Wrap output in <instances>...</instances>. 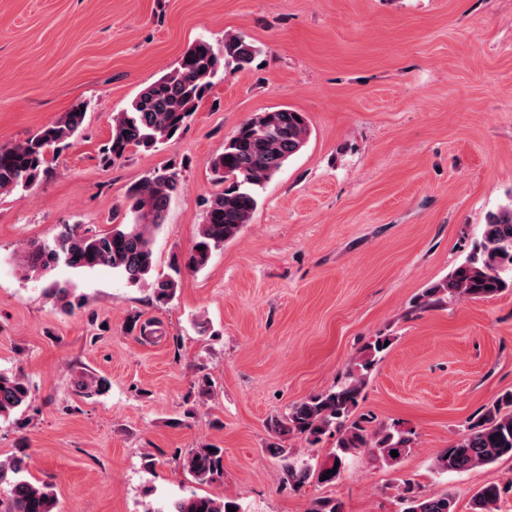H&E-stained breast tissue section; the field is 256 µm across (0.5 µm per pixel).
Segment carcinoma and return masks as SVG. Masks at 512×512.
I'll return each instance as SVG.
<instances>
[{"label":"carcinoma","mask_w":512,"mask_h":512,"mask_svg":"<svg viewBox=\"0 0 512 512\" xmlns=\"http://www.w3.org/2000/svg\"><path fill=\"white\" fill-rule=\"evenodd\" d=\"M260 54V46L243 33L224 35L219 46L204 39L194 42L170 71L113 114L111 137L102 149L104 160L110 163L132 151H155L179 137L217 75L232 64L244 70ZM81 107V103L74 105L58 121L17 144L0 146V194L27 192L40 181L50 156L68 146L82 126L85 111ZM309 134L305 114L289 108L259 113L238 128L224 143V151L210 161L212 180L220 189L206 200L198 236L182 259L173 260L174 272H180L182 266L194 271L205 268L214 252L236 237L258 207L259 189L304 148ZM181 188L180 169L172 163L129 189L127 214L131 221L114 224L110 231L68 224L52 241L30 244L23 251L21 265L33 272L58 266L107 268L130 284L145 283L153 271L154 233L164 223L167 207ZM151 286L155 300L166 304L174 298L178 281L170 276L155 280ZM511 288L512 204L487 214L472 254L447 278L426 289L418 301L430 308L449 299L488 298ZM48 293L64 311L81 307L67 282L53 283ZM386 341L388 337L377 336L368 342L336 389L312 395L290 406L286 413L267 419L266 427L276 439L271 450L291 486L299 488L312 480L323 485L336 483L342 462L362 449L386 464L411 450L415 443L411 429L395 424L373 433L362 421L350 420L371 371L387 350ZM30 394L23 377L0 371L1 418L28 405ZM332 431L337 434L335 452L321 461L297 459L281 445L288 437L298 436L313 447ZM393 450L398 456L391 455ZM505 457L512 459V392L470 419L458 439L437 453L433 466L439 474H460ZM179 460L182 469L199 485L224 479V449L215 444L190 448ZM333 469L336 473L327 474ZM24 470L21 457L0 462V484H9L8 494L0 498V512H54V492L25 479ZM511 492L512 480L486 484L473 495L471 512H497L500 500ZM401 501V512H455L454 494L446 488L423 493L408 484ZM230 506L244 512L236 500L197 494L173 499L165 508L147 512H228ZM309 512H343V503L336 498H319Z\"/></svg>","instance_id":"carcinoma-1"}]
</instances>
